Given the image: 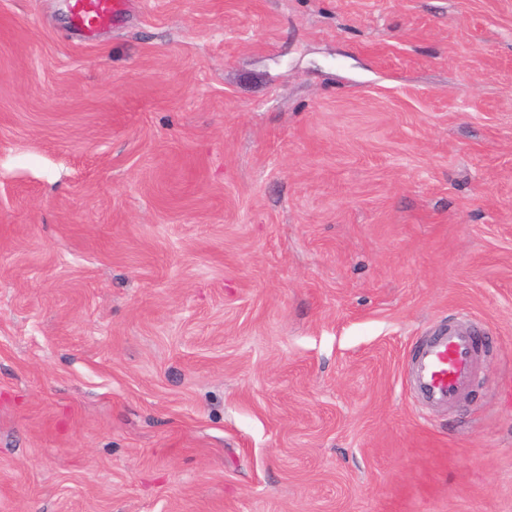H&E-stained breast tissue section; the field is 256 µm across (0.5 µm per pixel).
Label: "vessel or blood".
Masks as SVG:
<instances>
[{"label": "vessel or blood", "mask_w": 512, "mask_h": 512, "mask_svg": "<svg viewBox=\"0 0 512 512\" xmlns=\"http://www.w3.org/2000/svg\"><path fill=\"white\" fill-rule=\"evenodd\" d=\"M125 0H70L73 24L93 31L116 23ZM473 331L451 326L428 337L412 360V381L421 398L438 405H453L465 394L479 368Z\"/></svg>", "instance_id": "b4317fda"}]
</instances>
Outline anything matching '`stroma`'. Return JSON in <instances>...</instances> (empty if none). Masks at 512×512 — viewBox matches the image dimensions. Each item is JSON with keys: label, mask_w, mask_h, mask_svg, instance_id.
<instances>
[{"label": "stroma", "mask_w": 512, "mask_h": 512, "mask_svg": "<svg viewBox=\"0 0 512 512\" xmlns=\"http://www.w3.org/2000/svg\"><path fill=\"white\" fill-rule=\"evenodd\" d=\"M510 386L512 0H0V512H512ZM126 0H70L74 27L94 31L115 24L125 10ZM474 336L469 327L449 326L421 343L412 381L424 401L450 406L469 390L480 365Z\"/></svg>", "instance_id": "35a3bbf8"}]
</instances>
